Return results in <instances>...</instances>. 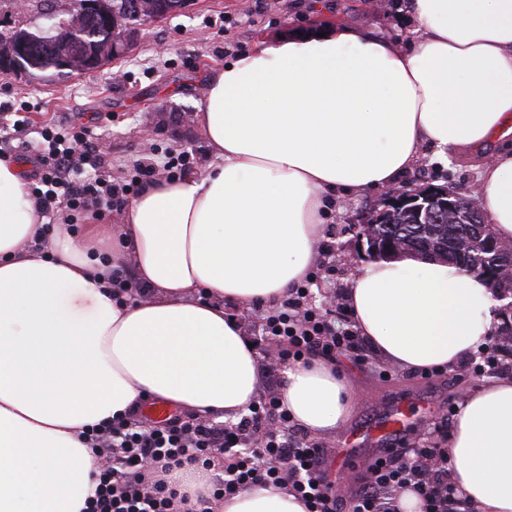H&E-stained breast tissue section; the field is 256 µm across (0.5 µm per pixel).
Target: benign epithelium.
<instances>
[{"label":"benign epithelium","instance_id":"1","mask_svg":"<svg viewBox=\"0 0 512 512\" xmlns=\"http://www.w3.org/2000/svg\"><path fill=\"white\" fill-rule=\"evenodd\" d=\"M133 10H135V15L147 23L160 21L169 16V11L159 0H136L133 4ZM98 18L105 22L107 39L94 45V50L87 54L77 52L72 48L62 50L57 59L59 69L73 74L96 70L106 65L113 58L124 55L130 50L139 24L133 22L128 14H120L113 10L112 6L105 5L103 0H75L70 21L67 23L62 19L58 21L56 17L49 15L47 16L48 29L58 31L61 38H68L71 31L82 22ZM32 39L33 36L31 35L13 34L0 42L1 72L11 73L15 76H30L27 67V54L28 42ZM422 198L428 201L441 198L443 199L442 205L450 210L454 208V194L447 187L435 188L428 185L411 191H388L385 193L382 206L376 209L365 223L358 225L359 237L363 239L370 234L371 227L380 223L385 213L391 210V207L404 206ZM488 247L496 248L500 263V268L487 273V276L490 277V283L493 285L502 281L511 283L512 245L504 244L496 247L490 242Z\"/></svg>","mask_w":512,"mask_h":512}]
</instances>
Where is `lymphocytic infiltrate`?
Segmentation results:
<instances>
[{
    "label": "lymphocytic infiltrate",
    "instance_id": "1",
    "mask_svg": "<svg viewBox=\"0 0 512 512\" xmlns=\"http://www.w3.org/2000/svg\"><path fill=\"white\" fill-rule=\"evenodd\" d=\"M96 146L83 136L51 138L39 158V196L72 215H100L120 205L119 190L101 180L77 176L79 151ZM308 283L291 288L279 303L263 312L261 336L265 353L280 359L318 356L327 360L348 355L365 360V347L350 319L312 306ZM91 440L111 467L102 469L87 512H213L206 496L197 499L167 494L160 473L182 462L202 460L207 449L224 453L220 496L230 498L255 485L274 487L303 502L308 512H399L397 497L410 490L421 512H462L448 486L453 463L443 448L419 444L409 452L388 449L367 467V477L354 498L337 495L325 467L327 448L292 426L278 391L258 396L247 415L227 426L188 415L154 425L137 418L93 431Z\"/></svg>",
    "mask_w": 512,
    "mask_h": 512
}]
</instances>
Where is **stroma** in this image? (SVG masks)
<instances>
[{"instance_id":"obj_1","label":"stroma","mask_w":512,"mask_h":512,"mask_svg":"<svg viewBox=\"0 0 512 512\" xmlns=\"http://www.w3.org/2000/svg\"><path fill=\"white\" fill-rule=\"evenodd\" d=\"M403 0H195L194 6L160 22L140 27L126 57L101 69L61 79H27L0 72V152L25 156L42 134L65 135L89 126L98 137L103 162H82L84 178H114L129 183L142 157L162 162L169 154L187 153L190 172H205L211 152L195 117L196 102L213 71L263 40L332 26L335 19L371 36L407 44L415 27L399 13ZM72 0H0V34L35 29L50 14L66 15ZM480 156L444 161L427 152L420 165L397 185L409 190L448 185L473 192ZM383 199L379 189L346 195L328 220L329 249L311 287V302L341 299L348 269L370 261L367 245L356 234L363 217ZM482 354L452 367L450 373L424 380L400 368L386 380L352 358L335 360L351 384L356 401L349 420L321 442L336 449L331 472L347 471V460L374 459L385 448H406L416 438L443 446L454 420L450 407L481 384L473 365Z\"/></svg>"}]
</instances>
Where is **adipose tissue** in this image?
<instances>
[{"instance_id":"ef3b65f1","label":"adipose tissue","mask_w":512,"mask_h":512,"mask_svg":"<svg viewBox=\"0 0 512 512\" xmlns=\"http://www.w3.org/2000/svg\"><path fill=\"white\" fill-rule=\"evenodd\" d=\"M408 47L338 25L256 45L212 72L196 116L207 171L146 184L117 224L46 225L22 168L0 159V512H86L92 426L142 399L218 421L245 413L260 363L227 306L281 302L313 266L332 195L394 185L434 147L479 152L474 196L512 242V0H408ZM125 269L145 293L114 288ZM360 336L405 369L450 367L498 332L479 278L411 256L356 268ZM291 419L313 435L355 396L333 364L283 368ZM450 483L471 512H512V378L467 393L448 433ZM214 467L165 473L208 491ZM221 512H307L249 488Z\"/></svg>"}]
</instances>
